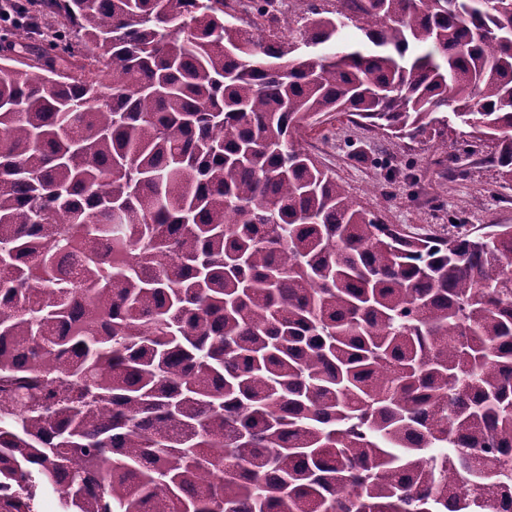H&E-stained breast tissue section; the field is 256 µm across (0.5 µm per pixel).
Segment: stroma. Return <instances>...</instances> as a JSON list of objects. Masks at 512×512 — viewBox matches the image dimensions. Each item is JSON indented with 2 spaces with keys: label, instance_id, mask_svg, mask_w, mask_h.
<instances>
[{
  "label": "stroma",
  "instance_id": "1",
  "mask_svg": "<svg viewBox=\"0 0 512 512\" xmlns=\"http://www.w3.org/2000/svg\"><path fill=\"white\" fill-rule=\"evenodd\" d=\"M300 146L405 234L445 237L512 225V182L488 163L491 142H468L458 122L442 141L399 139L330 113L310 119Z\"/></svg>",
  "mask_w": 512,
  "mask_h": 512
}]
</instances>
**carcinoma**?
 <instances>
[{"instance_id": "carcinoma-1", "label": "carcinoma", "mask_w": 512, "mask_h": 512, "mask_svg": "<svg viewBox=\"0 0 512 512\" xmlns=\"http://www.w3.org/2000/svg\"><path fill=\"white\" fill-rule=\"evenodd\" d=\"M224 2L0 39V512H512V225L404 234L295 146L451 105L512 179V0ZM250 1L252 0L242 1L245 3V7L242 13L237 15L242 19L243 24L248 27L247 25H253V22H256L261 26H265V35H268L269 31H271L285 39H288L289 31L297 27V21L305 14L311 1H317V3L322 5H326L330 1L326 6L329 9L333 8V3L336 4V0H277L279 1L278 20L270 23L262 18H257L256 11L249 6L251 4ZM242 2L240 0L230 1L228 3V10L230 12L239 10L243 7Z\"/></svg>"}]
</instances>
